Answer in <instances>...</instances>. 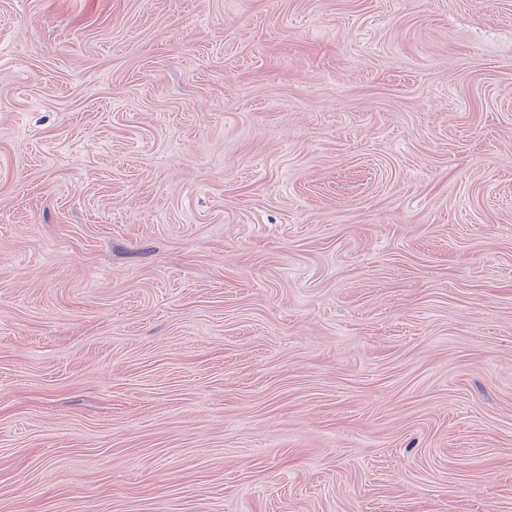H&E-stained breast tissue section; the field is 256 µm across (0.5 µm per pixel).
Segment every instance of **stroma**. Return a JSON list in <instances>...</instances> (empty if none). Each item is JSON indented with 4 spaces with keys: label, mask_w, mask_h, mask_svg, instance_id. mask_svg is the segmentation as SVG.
<instances>
[{
    "label": "stroma",
    "mask_w": 512,
    "mask_h": 512,
    "mask_svg": "<svg viewBox=\"0 0 512 512\" xmlns=\"http://www.w3.org/2000/svg\"><path fill=\"white\" fill-rule=\"evenodd\" d=\"M0 512H512V0H0Z\"/></svg>",
    "instance_id": "35a3bbf8"
}]
</instances>
